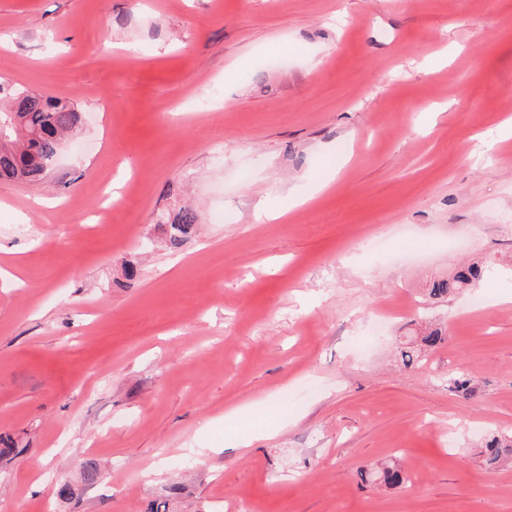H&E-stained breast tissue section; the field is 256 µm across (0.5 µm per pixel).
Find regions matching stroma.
Here are the masks:
<instances>
[{
	"label": "stroma",
	"mask_w": 512,
	"mask_h": 512,
	"mask_svg": "<svg viewBox=\"0 0 512 512\" xmlns=\"http://www.w3.org/2000/svg\"><path fill=\"white\" fill-rule=\"evenodd\" d=\"M0 82L85 117L0 181V512H150L173 481L178 512H512L480 456L512 432V0H0ZM469 262L495 273L427 299ZM89 458L105 483L59 504ZM391 460L405 486L361 482ZM168 224L171 228L170 243L173 247H178L182 238L194 231L198 224V215L191 207H185ZM443 340L441 331L438 329H431L425 333L424 336L419 338V344L410 339L408 342L402 343L401 358L405 365H411L420 358V354L424 348H434Z\"/></svg>",
	"instance_id": "1"
}]
</instances>
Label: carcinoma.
<instances>
[{
    "label": "carcinoma",
    "instance_id": "cac0c4a2",
    "mask_svg": "<svg viewBox=\"0 0 512 512\" xmlns=\"http://www.w3.org/2000/svg\"><path fill=\"white\" fill-rule=\"evenodd\" d=\"M83 115L71 103L39 95L23 87H0V181L21 180L41 182L56 162L57 142L79 129ZM198 215L190 207L184 208L171 221L170 243L176 247L182 238L194 231ZM486 268L480 264L460 265L441 279L432 282L429 296L439 299L463 288L477 284ZM443 340L441 331L431 329L419 338L403 343L401 358L411 365L420 358L425 348H434ZM482 464L495 470L512 457V436L494 435L481 451ZM371 480L386 486H400L407 482L405 472L397 465H386L368 473ZM81 483L93 486L101 480V470L94 459L83 462Z\"/></svg>",
    "mask_w": 512,
    "mask_h": 512
}]
</instances>
